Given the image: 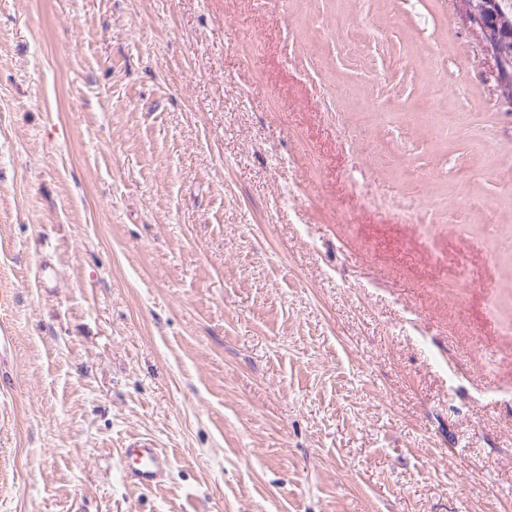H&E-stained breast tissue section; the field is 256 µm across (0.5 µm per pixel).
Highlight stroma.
<instances>
[{"label": "stroma", "mask_w": 512, "mask_h": 512, "mask_svg": "<svg viewBox=\"0 0 512 512\" xmlns=\"http://www.w3.org/2000/svg\"><path fill=\"white\" fill-rule=\"evenodd\" d=\"M489 70L459 0H0V512H512ZM123 454L134 461L126 476L143 487H157L164 483L170 460L162 448H156L147 437L134 438L124 445Z\"/></svg>", "instance_id": "obj_1"}]
</instances>
